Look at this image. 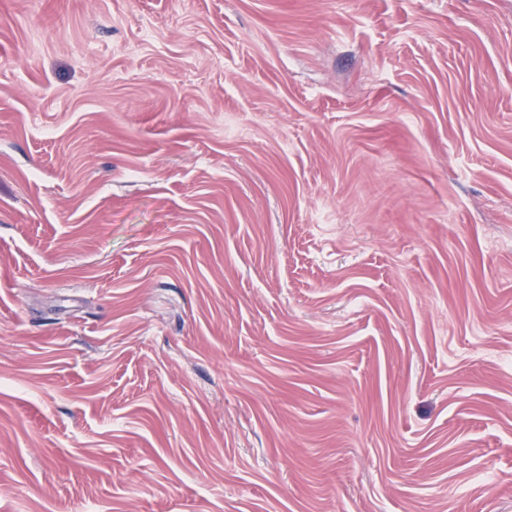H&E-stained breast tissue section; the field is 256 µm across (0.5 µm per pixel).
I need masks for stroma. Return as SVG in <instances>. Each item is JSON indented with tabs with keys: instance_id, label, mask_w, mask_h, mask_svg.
I'll use <instances>...</instances> for the list:
<instances>
[{
	"instance_id": "obj_1",
	"label": "stroma",
	"mask_w": 512,
	"mask_h": 512,
	"mask_svg": "<svg viewBox=\"0 0 512 512\" xmlns=\"http://www.w3.org/2000/svg\"><path fill=\"white\" fill-rule=\"evenodd\" d=\"M0 512H512V0H0Z\"/></svg>"
}]
</instances>
